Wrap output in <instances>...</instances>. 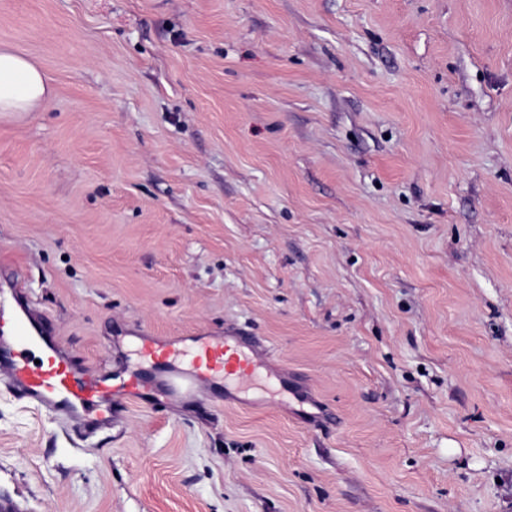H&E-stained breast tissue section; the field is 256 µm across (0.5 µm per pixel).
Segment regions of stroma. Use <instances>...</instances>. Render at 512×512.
Segmentation results:
<instances>
[{"label":"stroma","instance_id":"35a3bbf8","mask_svg":"<svg viewBox=\"0 0 512 512\" xmlns=\"http://www.w3.org/2000/svg\"><path fill=\"white\" fill-rule=\"evenodd\" d=\"M0 263L74 365L243 336L111 428L0 376L20 512H512V0H0ZM43 71L24 55L0 49V114L34 112L51 96Z\"/></svg>","mask_w":512,"mask_h":512}]
</instances>
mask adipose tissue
Returning a JSON list of instances; mask_svg holds the SVG:
<instances>
[{"mask_svg":"<svg viewBox=\"0 0 512 512\" xmlns=\"http://www.w3.org/2000/svg\"><path fill=\"white\" fill-rule=\"evenodd\" d=\"M43 71L24 55L0 49V113L33 112L51 96Z\"/></svg>","mask_w":512,"mask_h":512,"instance_id":"1","label":"adipose tissue"}]
</instances>
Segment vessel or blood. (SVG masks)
Listing matches in <instances>:
<instances>
[{"label":"vessel or blood","instance_id":"vessel-or-blood-1","mask_svg":"<svg viewBox=\"0 0 512 512\" xmlns=\"http://www.w3.org/2000/svg\"><path fill=\"white\" fill-rule=\"evenodd\" d=\"M17 276L0 275V374L5 375L22 399L102 427L111 425L112 409L124 400L152 399L157 393L192 397L215 377H223L225 392L252 385L263 366L245 351V339L221 341L140 339L139 354L153 370L152 378L140 371L113 381L77 370L52 344L19 297Z\"/></svg>","mask_w":512,"mask_h":512}]
</instances>
